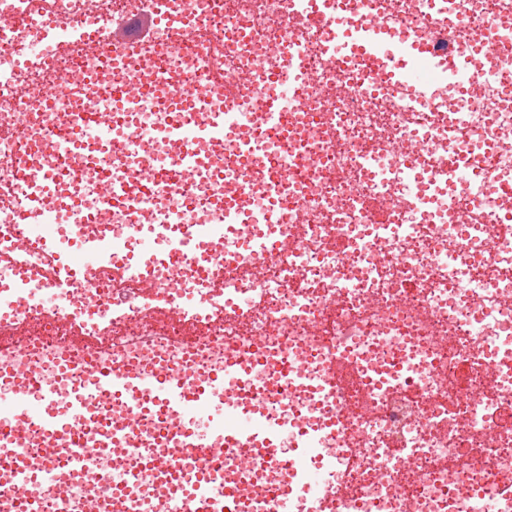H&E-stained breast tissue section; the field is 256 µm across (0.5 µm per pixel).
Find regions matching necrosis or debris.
<instances>
[{"instance_id":"1","label":"necrosis or debris","mask_w":512,"mask_h":512,"mask_svg":"<svg viewBox=\"0 0 512 512\" xmlns=\"http://www.w3.org/2000/svg\"><path fill=\"white\" fill-rule=\"evenodd\" d=\"M339 2L0 0V329L16 333L0 364L39 372L63 399L101 366L159 360L194 377L261 360L224 415L287 423L275 455L233 448L212 467L167 451L183 471L209 468L226 512H485L512 489V0ZM140 15L159 18L157 38L112 44L111 24ZM373 18L376 55L401 60L392 81L335 50ZM261 60L264 81L286 72L296 91L283 138L255 92ZM63 73L85 80L45 102ZM135 79L150 95L114 111L108 86ZM187 88L251 126L250 158L222 138L164 137L176 115L163 100ZM79 108L103 123L76 166ZM187 149L201 162L189 180L171 174ZM148 168L135 207L104 197L103 184L136 185ZM257 168L288 176L269 224L254 221ZM34 180L79 210L33 204ZM228 190L241 223L220 221ZM176 214L208 232L207 255L140 252ZM102 224L103 262L69 267L57 243ZM127 411L95 400L79 451L32 431L13 444L49 474L40 512L73 499L108 512L131 468L141 512H189L182 471L143 466L134 446L101 448Z\"/></svg>"}]
</instances>
